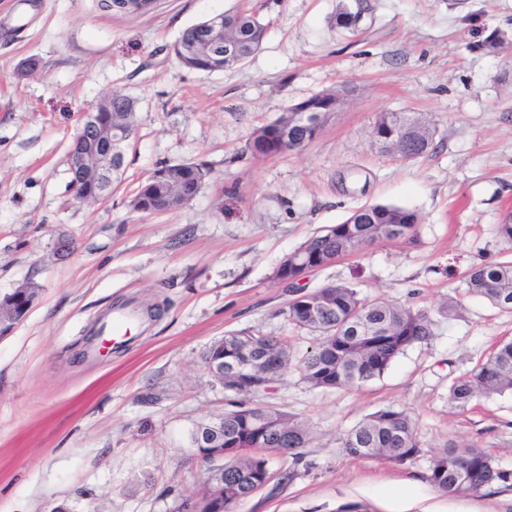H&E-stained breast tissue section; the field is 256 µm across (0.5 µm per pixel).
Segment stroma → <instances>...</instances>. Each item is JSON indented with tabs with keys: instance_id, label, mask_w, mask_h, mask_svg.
<instances>
[{
	"instance_id": "obj_1",
	"label": "stroma",
	"mask_w": 512,
	"mask_h": 512,
	"mask_svg": "<svg viewBox=\"0 0 512 512\" xmlns=\"http://www.w3.org/2000/svg\"><path fill=\"white\" fill-rule=\"evenodd\" d=\"M344 0H155L117 16L101 0H0V295L31 283L37 299L0 338V512H176L207 465L190 442L235 396L204 363L231 334L314 339L289 323L283 258L357 207L415 210V243H377L306 273L312 290L348 282L362 295L435 315L434 334L361 387L319 390L289 373L247 405L281 409L313 430L307 465L273 457V481L238 512H512V489L451 498L423 475L431 449L476 444L512 469V395L451 407L448 388L512 340V312L471 294L465 272L512 257L497 226L512 211V0H367L357 30L332 27ZM248 9L269 22L261 50L216 72L180 66L182 32ZM493 53L479 45L492 29ZM342 105L306 148L256 158L250 129L319 92ZM137 103L125 181L81 203L68 152L84 111L112 93ZM381 112L424 114L422 157L381 152ZM206 162L188 205L133 210L153 170ZM453 317L438 315L446 298ZM158 312L126 350L85 356L118 303ZM393 407L414 419L411 465L347 456L339 440Z\"/></svg>"
}]
</instances>
